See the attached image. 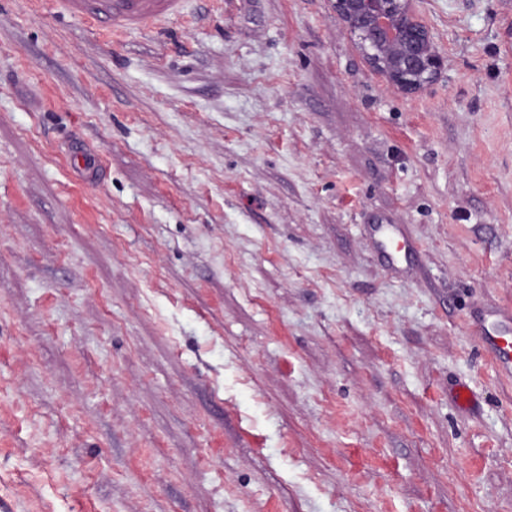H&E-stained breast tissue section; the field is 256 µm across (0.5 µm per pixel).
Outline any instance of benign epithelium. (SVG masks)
<instances>
[{
  "label": "benign epithelium",
  "mask_w": 512,
  "mask_h": 512,
  "mask_svg": "<svg viewBox=\"0 0 512 512\" xmlns=\"http://www.w3.org/2000/svg\"><path fill=\"white\" fill-rule=\"evenodd\" d=\"M394 2L401 8L384 6L382 0H335L336 15L353 28L369 24L370 31L364 35L371 45L383 50L388 64L385 76L405 89H418L445 68L446 60L404 0Z\"/></svg>",
  "instance_id": "1"
}]
</instances>
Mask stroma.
Masks as SVG:
<instances>
[{
	"instance_id": "1",
	"label": "stroma",
	"mask_w": 512,
	"mask_h": 512,
	"mask_svg": "<svg viewBox=\"0 0 512 512\" xmlns=\"http://www.w3.org/2000/svg\"><path fill=\"white\" fill-rule=\"evenodd\" d=\"M410 6L0 0V512H512V0ZM74 16L101 19L113 35L129 29L158 26L181 13L182 0H59ZM405 5L397 10L382 5V0H336V15L348 26L364 30L372 46L380 47L387 60L385 76L405 89H419L429 78L445 68L446 60L435 49L429 30ZM374 36L359 27L367 24ZM495 319L484 326L482 350L490 356L498 370L512 376V313L509 307L494 311Z\"/></svg>"
}]
</instances>
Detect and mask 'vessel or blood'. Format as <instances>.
<instances>
[{"label":"vessel or blood","mask_w":512,"mask_h":512,"mask_svg":"<svg viewBox=\"0 0 512 512\" xmlns=\"http://www.w3.org/2000/svg\"><path fill=\"white\" fill-rule=\"evenodd\" d=\"M72 15L101 19L113 34L140 27L158 26L165 18L180 14L182 0H59ZM483 351L498 370L512 376V309L499 308L483 329Z\"/></svg>","instance_id":"1"}]
</instances>
